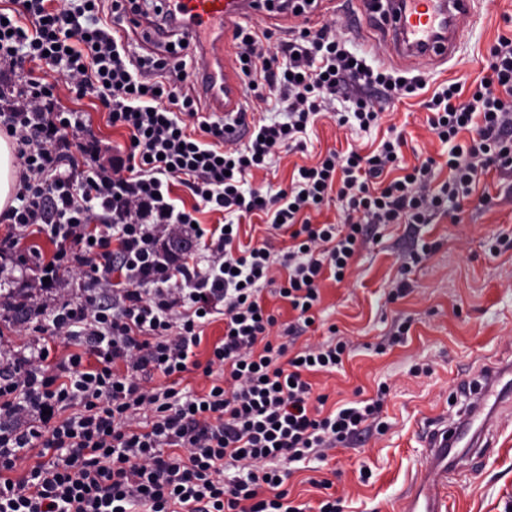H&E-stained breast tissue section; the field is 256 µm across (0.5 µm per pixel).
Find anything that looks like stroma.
Instances as JSON below:
<instances>
[{
  "label": "stroma",
  "instance_id": "1",
  "mask_svg": "<svg viewBox=\"0 0 512 512\" xmlns=\"http://www.w3.org/2000/svg\"><path fill=\"white\" fill-rule=\"evenodd\" d=\"M502 36L512 38V0H485L482 18L459 32L456 55L442 66L422 59L397 65L387 44L351 38L353 49H374L372 66L408 79L421 77L425 88L387 105L380 126L366 132L321 119L306 150L277 155L269 169L255 172L253 185H288L295 166L315 163L318 153L351 145L367 153L391 132L406 140L403 165L434 159L438 180H446L448 147L429 127L425 103L454 81L462 84L463 97H470ZM477 190L489 195L485 206L468 199L457 216L440 214L426 226L380 227L345 282H323L316 327L305 338L322 341L334 331L351 341L352 350L338 371L311 375L313 392L327 395L331 410L388 387L382 412L387 429L370 432L363 446L331 450L322 469L292 475L289 500L305 512H318L329 494L344 498V512H399L408 479L424 457L420 424L447 406L459 377H477L490 358L512 361V202L504 199L512 193V175L491 171ZM422 244L427 252L401 271L399 252ZM401 279L411 289L392 299ZM404 322L407 335L389 344L390 334ZM495 431L490 456L474 466L461 464L442 486L443 512H512V411H498ZM324 478L330 479V490L313 487V480Z\"/></svg>",
  "mask_w": 512,
  "mask_h": 512
}]
</instances>
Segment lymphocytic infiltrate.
Here are the masks:
<instances>
[{
  "instance_id": "f902f5d3",
  "label": "lymphocytic infiltrate",
  "mask_w": 512,
  "mask_h": 512,
  "mask_svg": "<svg viewBox=\"0 0 512 512\" xmlns=\"http://www.w3.org/2000/svg\"><path fill=\"white\" fill-rule=\"evenodd\" d=\"M126 12L142 9L21 0L19 15L0 23V128L19 167L16 203L0 212V260L35 258L36 288L72 272L87 281L81 301L57 294L42 337L16 346L0 336V512H303L288 501L292 465L383 429L385 396L324 412L327 398L313 396L307 376L335 371L349 343L291 344L309 329L321 280L343 282L380 226L432 223L459 209L489 169L512 173V39H498L470 100L454 82L427 104L439 140L458 145L438 192L429 190L431 159L383 181L400 137L367 156L327 152L288 188H255L252 171L302 147L319 114L370 130L407 90L405 78L370 66L332 22L281 36L242 25V82L274 118L240 115L249 137L228 142L223 117L204 113L193 92L198 66L178 57L181 41L164 56L139 54L113 26ZM30 63L63 73L68 93H93L108 124L126 129L111 166L97 162L89 119L61 104L56 85L28 75ZM176 184L192 208L173 198ZM332 199L343 225L307 218ZM205 210L223 222L195 226ZM258 212L289 232L290 246L237 243L242 218ZM270 288L296 311L293 321L265 310ZM218 317L225 335L199 360L204 327ZM54 341L62 357H51ZM185 371L210 378L208 392L175 388ZM157 374L164 384L152 385ZM37 446L49 460L12 479Z\"/></svg>"
}]
</instances>
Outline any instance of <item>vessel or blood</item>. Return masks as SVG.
<instances>
[{"label": "vessel or blood", "mask_w": 512, "mask_h": 512, "mask_svg": "<svg viewBox=\"0 0 512 512\" xmlns=\"http://www.w3.org/2000/svg\"><path fill=\"white\" fill-rule=\"evenodd\" d=\"M179 14L182 38L209 56L211 64L199 71L195 83L211 111L232 113L242 108L245 89L237 73L232 43L235 27L253 18L260 0H171ZM367 23L395 45L399 62L418 58L442 65L457 52L455 31L459 24L480 18L478 0H385L380 10L366 8ZM507 368L487 367L478 396L490 414L467 424L449 427L447 417L425 421L422 439L427 448L425 467L410 481L401 512H442L441 493L430 476L447 477L457 457L456 448H480L494 411L504 399H512Z\"/></svg>", "instance_id": "vessel-or-blood-1"}]
</instances>
